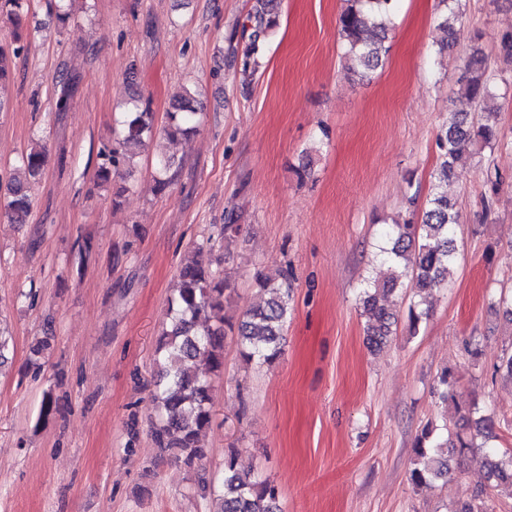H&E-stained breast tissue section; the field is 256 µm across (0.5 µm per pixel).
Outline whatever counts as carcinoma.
<instances>
[{"mask_svg": "<svg viewBox=\"0 0 512 512\" xmlns=\"http://www.w3.org/2000/svg\"><path fill=\"white\" fill-rule=\"evenodd\" d=\"M29 0H0V18L14 27L10 42L0 44V87L13 73L14 60L25 50L21 28L28 14ZM338 18L337 32L343 46L347 71L360 79L374 71L386 57L385 42L392 24L396 0H346ZM462 0H439L438 28L445 37L433 45L437 54H445L458 41ZM279 26V0H257L241 24V33L228 38V54L244 83L254 80L265 47ZM57 110L63 112L77 89L71 77L57 81ZM457 94L470 106L469 112H454L437 136L439 164L432 174V188L421 221L414 217L388 224L382 234L388 247L381 249L386 276L366 282L362 315L366 318L367 343L379 347L388 342L397 325L396 314L387 304L397 291L410 295L407 309L409 331H419L429 309L420 308L426 297L444 287L448 272L457 262L456 236L460 229L461 207L448 197V181L471 166L475 152L490 153L500 143V131L492 116L499 112L497 85L490 72L488 57L473 45L464 61ZM198 100L187 91L172 101L168 125L163 129L172 141L196 131ZM154 138L149 103L136 100L134 109L124 113L121 131L99 153L97 183L124 178L125 167L134 151L147 147ZM47 162L45 146L35 140L13 167L0 210L12 224H25L32 211L27 184L44 176ZM179 167L172 156L163 158L161 170L166 177L155 179L157 192L173 182L170 170ZM241 234V225L233 215L224 218L219 240L228 247ZM203 248L191 251L182 263L177 288L169 299L170 322L163 328L156 348L160 359L155 389L151 396L158 422L150 430L155 448L169 452L192 468L207 458L203 436L211 424L210 391L213 376L224 367V336L236 337L243 361L257 366L274 364L283 352V329L291 311L288 276L256 274L261 298L237 318L225 309L236 295V283L229 275H216L202 256ZM473 442L462 431L435 435V428L424 427L415 439L414 467L409 480L417 488L429 487L433 480L448 475L444 449H470ZM488 477L496 483L512 485V463L498 459L497 451L486 449ZM277 486L241 466L238 454H224L223 477L218 488L220 507L216 512H276Z\"/></svg>", "mask_w": 512, "mask_h": 512, "instance_id": "carcinoma-1", "label": "carcinoma"}]
</instances>
